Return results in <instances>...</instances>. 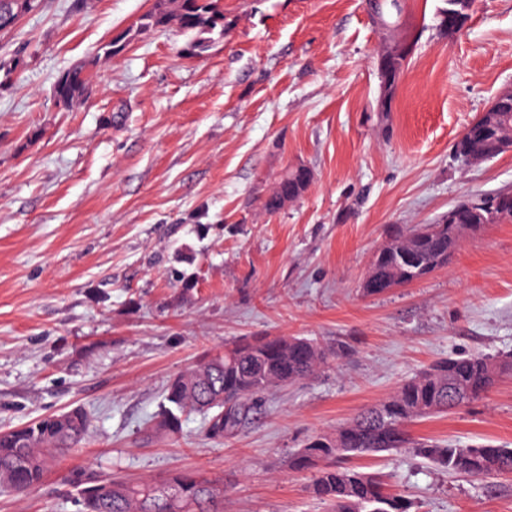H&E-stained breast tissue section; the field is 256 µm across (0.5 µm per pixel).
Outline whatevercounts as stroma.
Here are the masks:
<instances>
[{
  "label": "stroma",
  "instance_id": "obj_1",
  "mask_svg": "<svg viewBox=\"0 0 512 512\" xmlns=\"http://www.w3.org/2000/svg\"><path fill=\"white\" fill-rule=\"evenodd\" d=\"M222 3L224 38L199 58L172 26L95 62L154 0H42L0 33V62L16 65L0 88V431L75 406L90 418L39 485L0 491V512H77L70 482L90 471L220 480L223 512H327L292 453L437 360L512 353V223L484 225L426 278L362 291L388 228L512 191V152L453 156L512 90V0H479L451 38L442 0H404L395 35L417 47L385 114L366 0ZM82 62L87 97L59 105L57 77ZM297 166L307 191L265 211ZM259 336L352 350L224 437L198 414L147 434L170 379ZM409 431L512 447V375ZM352 464L382 472L410 512H512V475L455 477L408 451Z\"/></svg>",
  "mask_w": 512,
  "mask_h": 512
}]
</instances>
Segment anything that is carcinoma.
I'll list each match as a JSON object with an SVG mask.
<instances>
[{"label": "carcinoma", "mask_w": 512, "mask_h": 512, "mask_svg": "<svg viewBox=\"0 0 512 512\" xmlns=\"http://www.w3.org/2000/svg\"><path fill=\"white\" fill-rule=\"evenodd\" d=\"M398 0H381L377 28L395 31L401 7ZM40 6V0H0V31L14 26L19 17ZM176 26L188 41L183 54L200 57L213 42L224 37L221 0H156L141 18L137 30ZM136 35L128 29L121 39L100 48L108 59L121 53ZM89 76L84 64L59 75L54 97L69 107L88 93ZM310 185V171L297 168L287 173L269 194L263 207L280 210L285 201L300 198ZM501 194H482L475 201L494 208L495 223L512 222V205L498 204ZM458 221L437 225L438 231L420 236L400 232L376 251L363 284L368 295L381 294L399 285L421 280L449 264L463 243ZM344 341L326 347L304 336H263L236 342L224 352L207 356L180 372L168 384L164 403L154 418L153 429L174 434L182 417L200 414L213 436L236 428L256 405L260 394L299 383L317 373L330 360L349 353ZM497 357L474 353L448 357L405 380L386 399L361 410L350 422L330 435L319 436L292 454L289 470L314 472L313 491L330 512H408L409 504L386 488L378 472L340 466L348 460L382 452L411 449L448 474L482 480L512 474V448L492 444L457 446L411 438L408 425L433 414L461 408L486 395L496 379L512 372V363L497 365ZM89 420L80 407L44 416L37 421L0 432V488L24 492L39 484L55 454L74 448L87 435ZM79 512H222V500L210 494L216 481L192 472H177L164 480L144 479L128 483L116 477L82 474L77 477Z\"/></svg>", "instance_id": "carcinoma-1"}]
</instances>
